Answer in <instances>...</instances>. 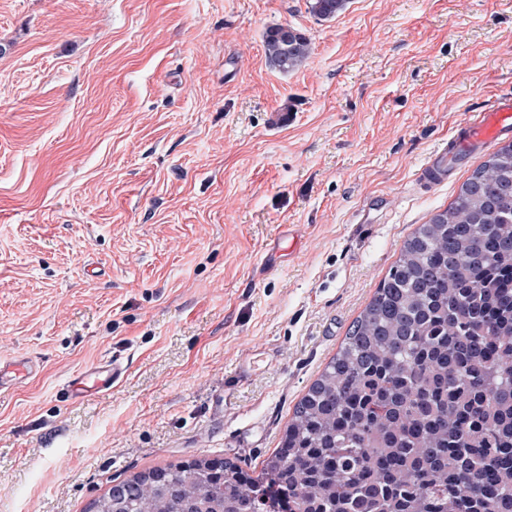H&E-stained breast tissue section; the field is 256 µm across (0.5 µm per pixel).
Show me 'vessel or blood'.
I'll return each instance as SVG.
<instances>
[{
    "label": "vessel or blood",
    "instance_id": "obj_1",
    "mask_svg": "<svg viewBox=\"0 0 512 512\" xmlns=\"http://www.w3.org/2000/svg\"><path fill=\"white\" fill-rule=\"evenodd\" d=\"M509 135H512V96L499 98L491 110L474 113L459 124L449 146L436 151L425 165V183L449 180L464 157ZM38 371L37 364L26 358L0 360V389L9 382L31 378ZM126 371V364L119 359L106 360L69 381L68 386L83 393H103L117 384Z\"/></svg>",
    "mask_w": 512,
    "mask_h": 512
}]
</instances>
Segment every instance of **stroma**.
<instances>
[{
    "label": "stroma",
    "instance_id": "35a3bbf8",
    "mask_svg": "<svg viewBox=\"0 0 512 512\" xmlns=\"http://www.w3.org/2000/svg\"><path fill=\"white\" fill-rule=\"evenodd\" d=\"M298 29L282 73L263 39ZM512 94V0H0V512L260 468L401 246L489 157L419 174ZM381 200L371 210L372 200ZM122 382H65L99 360ZM285 29L288 31L289 27ZM283 31L278 25L267 30L264 49L270 66L279 72L288 73L300 66L309 56L311 46L309 39L298 30ZM38 371V365L28 358L0 360V389L3 390L8 382L31 378ZM127 372V364L118 358L101 361L94 368L81 373L79 376L68 382L67 387L71 391L79 393L98 394L112 389Z\"/></svg>",
    "mask_w": 512,
    "mask_h": 512
}]
</instances>
